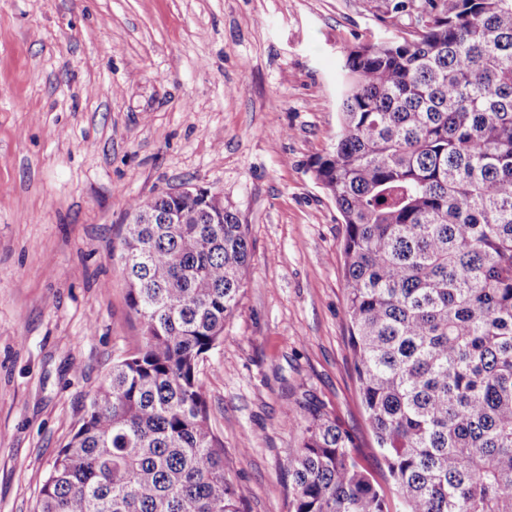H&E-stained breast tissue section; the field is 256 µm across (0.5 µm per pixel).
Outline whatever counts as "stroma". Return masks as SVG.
I'll return each instance as SVG.
<instances>
[{"mask_svg": "<svg viewBox=\"0 0 512 512\" xmlns=\"http://www.w3.org/2000/svg\"><path fill=\"white\" fill-rule=\"evenodd\" d=\"M379 0H0V512L53 461L141 326L119 259L131 199L201 186L252 244L200 367L247 512H288V412L314 398L395 501L348 348L345 226L310 166L340 67L403 35Z\"/></svg>", "mask_w": 512, "mask_h": 512, "instance_id": "35a3bbf8", "label": "stroma"}]
</instances>
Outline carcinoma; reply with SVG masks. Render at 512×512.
Segmentation results:
<instances>
[{
  "label": "carcinoma",
  "mask_w": 512,
  "mask_h": 512,
  "mask_svg": "<svg viewBox=\"0 0 512 512\" xmlns=\"http://www.w3.org/2000/svg\"><path fill=\"white\" fill-rule=\"evenodd\" d=\"M408 36L359 43L311 164L345 224L348 346L402 512H512V0H382ZM121 259L142 348L112 364L37 512H243L199 378L250 245L214 194L133 199ZM178 211L182 224L165 218ZM291 423L290 512H389L341 420Z\"/></svg>",
  "instance_id": "cac0c4a2"
}]
</instances>
